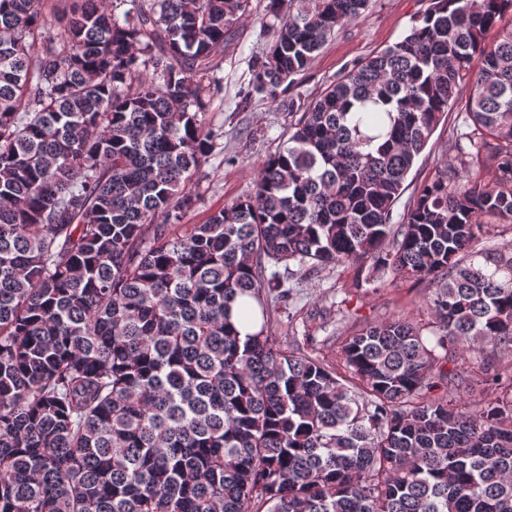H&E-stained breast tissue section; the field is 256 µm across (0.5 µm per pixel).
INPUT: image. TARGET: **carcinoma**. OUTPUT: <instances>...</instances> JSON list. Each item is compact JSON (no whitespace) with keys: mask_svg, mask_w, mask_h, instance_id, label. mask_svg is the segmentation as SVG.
Segmentation results:
<instances>
[{"mask_svg":"<svg viewBox=\"0 0 512 512\" xmlns=\"http://www.w3.org/2000/svg\"><path fill=\"white\" fill-rule=\"evenodd\" d=\"M0 0V512H512V395L480 409L450 343L512 350V0H429L320 96H286L369 0H269L252 94L301 113L254 195L184 224L222 127L215 77L251 0ZM479 55L476 73L470 64ZM469 90L470 132L394 207ZM491 168L495 179L471 177ZM482 258L483 262L476 261ZM434 286L435 321L370 323L349 377L276 344L266 265L367 259ZM250 297L261 326L229 321ZM482 222L487 224L482 231V245L485 248H499L512 243V223L510 219L486 215Z\"/></svg>","mask_w":512,"mask_h":512,"instance_id":"1","label":"carcinoma"}]
</instances>
